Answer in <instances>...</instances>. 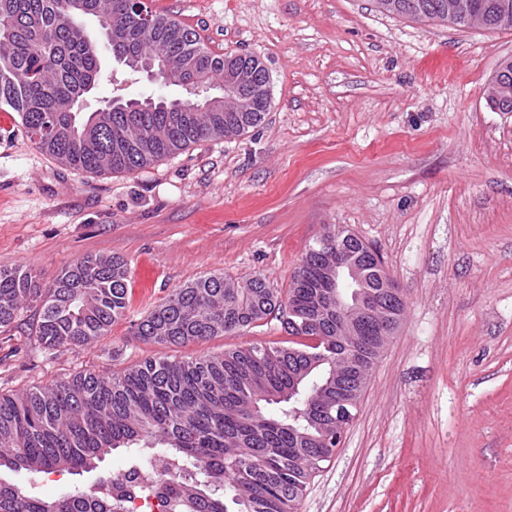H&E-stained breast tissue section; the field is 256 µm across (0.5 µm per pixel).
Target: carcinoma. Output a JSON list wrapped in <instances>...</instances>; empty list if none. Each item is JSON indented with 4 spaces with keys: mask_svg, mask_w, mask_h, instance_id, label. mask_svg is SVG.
<instances>
[{
    "mask_svg": "<svg viewBox=\"0 0 512 512\" xmlns=\"http://www.w3.org/2000/svg\"><path fill=\"white\" fill-rule=\"evenodd\" d=\"M466 15L498 29L512 0H375L376 11L463 27ZM133 0H0V112H16L36 148L60 164L93 174H133L193 144L240 136L270 107L269 73L252 55L215 54L192 29L161 13L145 25ZM104 18L127 32L129 47L164 63L155 83L179 85L195 74L217 83L244 81L246 104L226 95L224 107L125 97L130 110L106 105L86 112L84 96L103 77L102 57L82 27ZM492 106L512 112V59L500 62ZM331 241L327 248L324 242ZM346 247L361 285L388 301L390 280L377 251L344 228L328 227L296 267L283 293L255 275L210 274L178 288L133 327L139 339L186 345L277 320L295 338L191 360L149 358L121 374L80 372L27 392L0 394V469L32 476L80 474L116 448L128 468L152 482L102 494L112 477L44 497L0 476V512H126L131 492L161 486L157 512H298L310 478L336 454V409L330 385L355 361L361 379L348 391L361 398L369 370L394 330L375 323L361 340L336 314V283L328 278L336 246ZM35 306V336L46 355L78 351L107 335L127 307L126 263L86 255L40 287L31 272L0 269V328Z\"/></svg>",
    "mask_w": 512,
    "mask_h": 512,
    "instance_id": "cac0c4a2",
    "label": "carcinoma"
}]
</instances>
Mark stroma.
I'll return each mask as SVG.
<instances>
[{"label": "stroma", "mask_w": 512, "mask_h": 512, "mask_svg": "<svg viewBox=\"0 0 512 512\" xmlns=\"http://www.w3.org/2000/svg\"><path fill=\"white\" fill-rule=\"evenodd\" d=\"M214 53L253 55L271 78L257 127L134 174L60 165L0 123V268L49 284L77 259L127 266V309L106 336L46 358L28 317L0 333V394L148 358L286 340L278 321L185 346L132 334L176 288L210 273L288 287L326 226L372 244L402 288L400 324L359 413L299 512H512V112L488 86L512 28L377 12L373 0H152ZM184 96L107 63L86 101ZM12 482L56 496L120 468Z\"/></svg>", "instance_id": "obj_1"}]
</instances>
